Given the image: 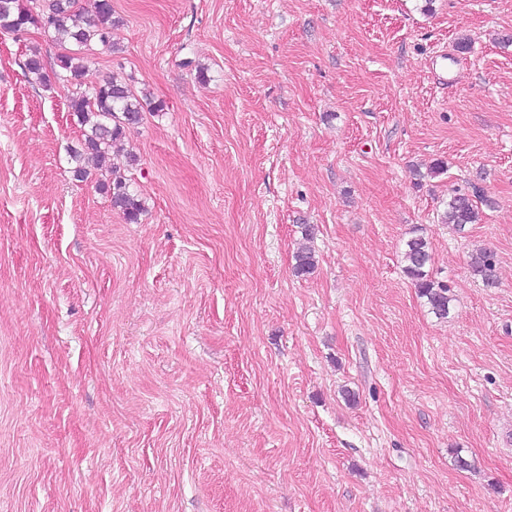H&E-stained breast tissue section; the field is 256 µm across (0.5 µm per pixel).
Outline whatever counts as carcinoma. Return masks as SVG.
I'll return each mask as SVG.
<instances>
[{
  "label": "carcinoma",
  "instance_id": "carcinoma-1",
  "mask_svg": "<svg viewBox=\"0 0 512 512\" xmlns=\"http://www.w3.org/2000/svg\"><path fill=\"white\" fill-rule=\"evenodd\" d=\"M119 23L120 20L113 17L112 5L107 0H93L91 18L85 16L78 0H49L47 9L38 12L28 7L24 0H0V30L18 33L33 27L55 43L75 46L74 50L58 58L59 67L75 82L86 68L85 48L93 42L112 46V28ZM24 68L27 74L36 77L43 86H48L50 78L44 73L39 50H31ZM68 110L83 127V139L70 151L74 177L86 178L90 164L97 170L110 173L112 178L100 181L98 189L110 197L112 208L121 212L127 221L138 222L144 210L143 203L126 179L114 170L112 146L124 138L129 128L142 122L144 112H158L160 106H145L133 95L126 79L114 75L100 84L90 96L82 92L73 94ZM477 220V207L465 194L451 197L441 215L442 223L459 232ZM402 258L405 274L414 282L419 297L424 299L429 311L439 319L448 318L452 296L448 285L429 275L432 253L428 240L422 234L413 232L405 242ZM315 267L316 257L311 247L304 246L295 253L293 272L296 276L305 277ZM468 267L470 274L485 286L497 285V260L492 250L479 248L472 251Z\"/></svg>",
  "mask_w": 512,
  "mask_h": 512
}]
</instances>
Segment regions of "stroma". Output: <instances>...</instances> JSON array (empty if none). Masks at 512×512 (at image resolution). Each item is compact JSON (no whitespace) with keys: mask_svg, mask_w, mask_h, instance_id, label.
Instances as JSON below:
<instances>
[{"mask_svg":"<svg viewBox=\"0 0 512 512\" xmlns=\"http://www.w3.org/2000/svg\"><path fill=\"white\" fill-rule=\"evenodd\" d=\"M111 3L76 84L0 31V512H512V0ZM115 74L159 106L113 148L135 224L68 156ZM478 215L477 207L468 195L456 194L448 201L441 222L451 225L455 231L463 232L466 225L477 222ZM404 272L410 278L421 299L438 319L448 317L452 296H450L447 284L434 280L427 268L432 261V253L428 240L418 231H413L411 237L406 240L402 252ZM470 274L486 287H495L498 282L495 253L487 248L475 249L469 255Z\"/></svg>","mask_w":512,"mask_h":512,"instance_id":"1","label":"stroma"}]
</instances>
